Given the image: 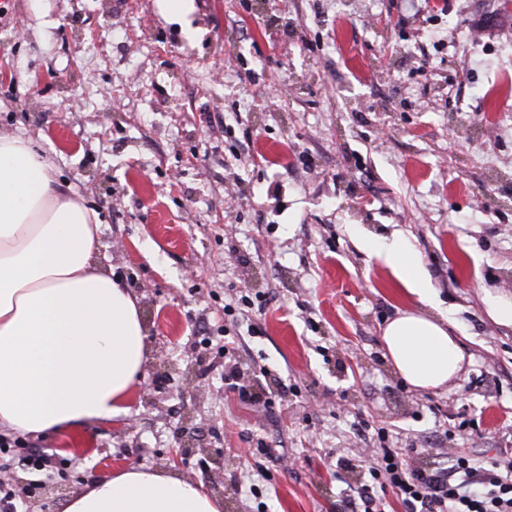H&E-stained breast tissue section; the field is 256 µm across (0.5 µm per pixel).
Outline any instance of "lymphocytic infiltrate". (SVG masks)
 <instances>
[{"instance_id": "f902f5d3", "label": "lymphocytic infiltrate", "mask_w": 512, "mask_h": 512, "mask_svg": "<svg viewBox=\"0 0 512 512\" xmlns=\"http://www.w3.org/2000/svg\"><path fill=\"white\" fill-rule=\"evenodd\" d=\"M371 478L345 501L346 512H385L389 494L405 512H512V458L485 466L460 452L444 467L410 468L402 449L385 448Z\"/></svg>"}]
</instances>
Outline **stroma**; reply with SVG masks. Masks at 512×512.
Listing matches in <instances>:
<instances>
[{
  "label": "stroma",
  "instance_id": "35a3bbf8",
  "mask_svg": "<svg viewBox=\"0 0 512 512\" xmlns=\"http://www.w3.org/2000/svg\"><path fill=\"white\" fill-rule=\"evenodd\" d=\"M0 0V133L50 153L99 213L149 355L128 416L0 456L22 512L127 466L176 470L224 512H338L394 448L512 455V0ZM419 250L465 354L412 388L383 325L419 309L362 249ZM264 310L224 313L238 294ZM267 410L208 369L225 340ZM262 494L245 490L256 468Z\"/></svg>",
  "mask_w": 512,
  "mask_h": 512
}]
</instances>
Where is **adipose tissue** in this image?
<instances>
[{
    "mask_svg": "<svg viewBox=\"0 0 512 512\" xmlns=\"http://www.w3.org/2000/svg\"><path fill=\"white\" fill-rule=\"evenodd\" d=\"M101 222L55 177L31 139L0 134V434H57L127 415L147 360L136 297L100 260ZM376 257L427 305L433 286L404 236ZM402 379L445 386L464 353L447 319L403 311L382 329ZM222 502L172 472L133 466L95 479L62 512H223Z\"/></svg>",
    "mask_w": 512,
    "mask_h": 512,
    "instance_id": "obj_1",
    "label": "adipose tissue"
}]
</instances>
